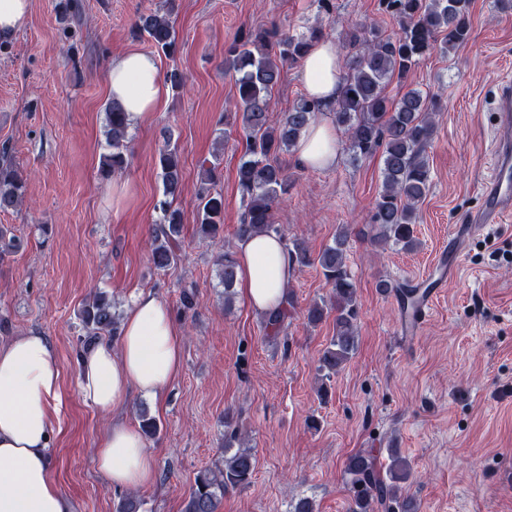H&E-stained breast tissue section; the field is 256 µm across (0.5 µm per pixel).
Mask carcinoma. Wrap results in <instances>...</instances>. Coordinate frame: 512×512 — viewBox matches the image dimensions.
Instances as JSON below:
<instances>
[{
  "instance_id": "1",
  "label": "carcinoma",
  "mask_w": 512,
  "mask_h": 512,
  "mask_svg": "<svg viewBox=\"0 0 512 512\" xmlns=\"http://www.w3.org/2000/svg\"><path fill=\"white\" fill-rule=\"evenodd\" d=\"M178 7V0H164L161 9L139 16L133 26L134 35L147 38L157 52L173 57L177 51L173 16ZM379 8L397 21L398 31L385 35L373 22L358 23L347 31L352 55L340 78L331 116L347 136L352 164L381 153L382 188L368 224L370 240L412 249L417 245V206L431 185L425 150L434 136L440 105L417 87L406 86L397 99L390 98L385 89L394 79L404 83L423 58L435 52L447 54L468 41L470 0H379ZM322 38L319 29L307 34L248 30L240 33L224 53V69L236 75V105L246 138L237 168V186L244 206L236 228L240 239L256 234L281 236L274 222V209L288 194L291 179L278 156L295 149L302 132L323 114V109L305 96L278 117L273 115L272 92L284 67L302 63L312 42ZM105 112L108 152L102 156L101 174L110 177L127 167L128 127L119 103L109 101ZM172 140V132H165L157 157L163 192L155 206L159 217L152 227L150 258L158 269H166L177 260L183 224L181 212L175 207L181 194L182 172L178 147ZM203 173L198 227L201 238L214 241L224 230V195L216 189L221 179L220 158H215ZM25 194L24 177L7 161L0 162V213L20 206ZM347 245L348 229L343 226L315 257L297 243L286 247L294 266H318L332 288L329 301H316L303 312L313 325L334 313V335L319 358L318 370L324 381L336 375L358 349L356 285L347 266ZM216 262L224 303L230 304L235 295V254L226 250ZM378 288L394 296L401 309L416 307L417 289L388 280L380 281ZM81 321L88 336H121L119 315L112 300L102 293L83 310ZM239 441V427L224 416V461L197 473L184 512H217L226 490L251 483L256 457L251 449L239 447ZM410 475L407 460L395 448L388 449L385 466L370 451L352 454L344 466L352 493L348 512H415L413 500L402 498L401 493Z\"/></svg>"
}]
</instances>
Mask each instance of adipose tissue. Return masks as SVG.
Wrapping results in <instances>:
<instances>
[{"mask_svg":"<svg viewBox=\"0 0 512 512\" xmlns=\"http://www.w3.org/2000/svg\"><path fill=\"white\" fill-rule=\"evenodd\" d=\"M340 75L335 43L315 42L301 71L307 96L332 107ZM108 83L132 128L158 111L168 95L155 57L139 51L113 58ZM294 155L306 168L335 164L336 127L328 115L303 132ZM236 259V286L245 303L262 315L278 309L293 274L283 241L265 234L243 238ZM122 329L118 343L98 341L80 357L79 391L103 411L121 409L135 393L162 398L182 368V331L154 293L136 296ZM60 376L57 351L40 333L0 345V512H71L49 466ZM96 462L118 488H147L156 480V461L141 433L120 419L101 437Z\"/></svg>","mask_w":512,"mask_h":512,"instance_id":"1","label":"adipose tissue"}]
</instances>
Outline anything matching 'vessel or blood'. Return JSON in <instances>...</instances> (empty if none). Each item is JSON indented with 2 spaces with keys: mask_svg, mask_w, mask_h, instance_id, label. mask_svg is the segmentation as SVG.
Returning a JSON list of instances; mask_svg holds the SVG:
<instances>
[{
  "mask_svg": "<svg viewBox=\"0 0 512 512\" xmlns=\"http://www.w3.org/2000/svg\"><path fill=\"white\" fill-rule=\"evenodd\" d=\"M496 110L498 123L505 135L495 151L491 175L483 189V204L457 230L460 236H470L489 224H499L512 217V82L504 83L498 93ZM459 251L451 249L438 261L440 275L434 286L423 289L418 310L407 317L402 325L406 335H415L428 312L437 288L443 287L458 265Z\"/></svg>",
  "mask_w": 512,
  "mask_h": 512,
  "instance_id": "vessel-or-blood-1",
  "label": "vessel or blood"
}]
</instances>
